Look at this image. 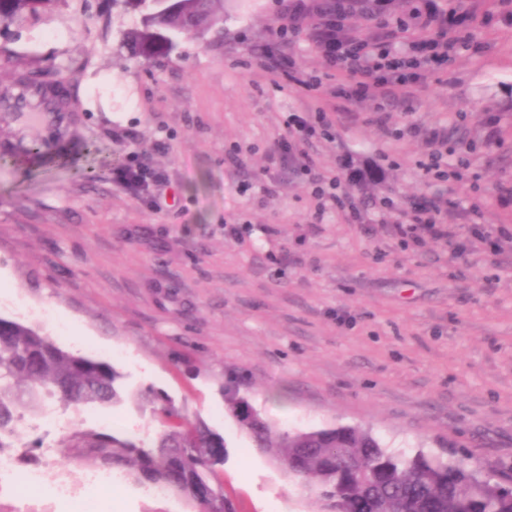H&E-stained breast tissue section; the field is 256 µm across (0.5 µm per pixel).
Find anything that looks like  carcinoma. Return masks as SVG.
Here are the masks:
<instances>
[{"mask_svg": "<svg viewBox=\"0 0 512 512\" xmlns=\"http://www.w3.org/2000/svg\"><path fill=\"white\" fill-rule=\"evenodd\" d=\"M63 0H0V24ZM223 0H179L165 13L158 0H134L141 27L124 39L142 47L148 31L163 25L174 45L189 31L208 26ZM336 0H316L309 12L319 28ZM120 375L110 364L60 348L40 329L0 317V448L27 413L60 404L79 412L123 400ZM228 409L253 446L271 455L288 480L321 501L325 512H512V474L491 481L464 458L417 448L386 446L370 431L351 426L296 433L277 429L234 389L224 391ZM156 435L100 429L68 430L59 447L68 463L120 473L145 490H162L207 512H235L224 493V438L198 417L158 394L145 395Z\"/></svg>", "mask_w": 512, "mask_h": 512, "instance_id": "obj_1", "label": "carcinoma"}]
</instances>
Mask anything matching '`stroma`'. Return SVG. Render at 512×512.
I'll return each instance as SVG.
<instances>
[{"instance_id": "obj_1", "label": "stroma", "mask_w": 512, "mask_h": 512, "mask_svg": "<svg viewBox=\"0 0 512 512\" xmlns=\"http://www.w3.org/2000/svg\"><path fill=\"white\" fill-rule=\"evenodd\" d=\"M291 4L224 0L221 36L182 39L155 61L122 40L141 19L125 0H62L0 29V89L37 67L65 72L76 100L72 112L0 111V152L33 140L67 150L0 164V316L119 373L124 401L67 413L70 425L108 417L114 433H153L139 399L150 389L204 420L224 438L236 512L320 506L252 447L228 386L285 432L360 426L511 473L512 0H478L470 46L414 93L362 102L335 97L306 8ZM272 54L320 89L289 84ZM321 108L330 138L281 153L288 116ZM408 120L445 136L449 163L468 159L460 179L425 176L424 139L386 136ZM306 156L340 173L364 223L336 208L314 223ZM136 166L154 181L128 179ZM437 195L456 234L418 246L371 209ZM100 503L192 512L119 478Z\"/></svg>"}]
</instances>
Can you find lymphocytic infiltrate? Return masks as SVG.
<instances>
[{"mask_svg":"<svg viewBox=\"0 0 512 512\" xmlns=\"http://www.w3.org/2000/svg\"><path fill=\"white\" fill-rule=\"evenodd\" d=\"M344 10H336L325 24L322 40L329 64L342 75L337 87L338 97L363 101L387 96L394 88L414 90L426 74L442 69L466 44L454 36V29L467 24L466 15L449 14L447 9L424 4L409 19L400 23V30L417 28L418 34L404 48L392 44L371 43L342 37ZM302 168L310 175L311 195L316 201L315 218H322L327 207L342 203L340 176L317 173L312 158H305ZM437 204L416 203L394 221V234L401 243H422L424 238L451 236L452 229L441 216Z\"/></svg>","mask_w":512,"mask_h":512,"instance_id":"f902f5d3","label":"lymphocytic infiltrate"}]
</instances>
